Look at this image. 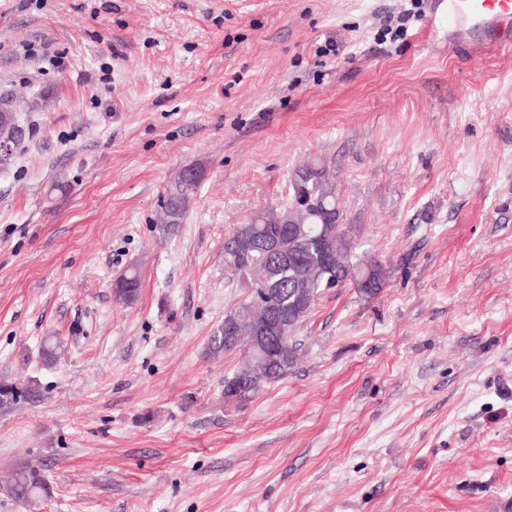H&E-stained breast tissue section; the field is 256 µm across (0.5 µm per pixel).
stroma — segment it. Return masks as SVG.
<instances>
[{
	"label": "stroma",
	"mask_w": 512,
	"mask_h": 512,
	"mask_svg": "<svg viewBox=\"0 0 512 512\" xmlns=\"http://www.w3.org/2000/svg\"><path fill=\"white\" fill-rule=\"evenodd\" d=\"M0 0V512H512V54L439 0ZM51 43L56 63L27 57ZM320 158L378 295L322 297L283 379L225 402L248 297L224 237ZM204 176L174 232L180 170ZM135 303L112 294L129 267ZM67 353L42 366L43 337ZM417 1L420 0H412L411 6L413 8L404 10L401 14H399L396 19L386 20V24L383 25L386 35H391L390 38H402L407 35L408 32V23L412 20H418L421 16V12L414 11L413 9H417L419 3ZM197 185L180 174L169 186L160 215V223L167 230H174L178 224H182ZM39 391L32 385L0 382V411L12 409L21 399H34ZM48 490V484L41 471L31 466L19 467L7 486L8 495L19 502H28L47 494Z\"/></svg>",
	"instance_id": "35a3bbf8"
}]
</instances>
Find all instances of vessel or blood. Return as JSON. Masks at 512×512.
Masks as SVG:
<instances>
[{
	"instance_id": "1",
	"label": "vessel or blood",
	"mask_w": 512,
	"mask_h": 512,
	"mask_svg": "<svg viewBox=\"0 0 512 512\" xmlns=\"http://www.w3.org/2000/svg\"><path fill=\"white\" fill-rule=\"evenodd\" d=\"M448 40L475 36V53L512 51V0H448Z\"/></svg>"
}]
</instances>
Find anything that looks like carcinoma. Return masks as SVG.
Returning <instances> with one entry per match:
<instances>
[{"label":"carcinoma","instance_id":"obj_1","mask_svg":"<svg viewBox=\"0 0 512 512\" xmlns=\"http://www.w3.org/2000/svg\"><path fill=\"white\" fill-rule=\"evenodd\" d=\"M196 184L178 177L168 188L160 223L172 230L182 223L189 208ZM311 195L318 205L306 207L296 204L299 197ZM340 213L336 202L334 184L329 167L321 159H311L298 165L291 175L287 202L277 214L258 213L249 222L238 225L231 236L224 240L225 267L238 277L239 283L252 293L259 289L269 294V303L275 307L293 309L296 298L306 300L301 311L288 322V356L283 366L268 363L254 356H242L241 366L224 378V389L235 385L247 389V394L256 393L262 386L276 382L294 368L300 341L295 333L302 326L319 298L330 285L341 288L348 284L358 285L366 279L362 293L368 297L376 295L388 278V270L379 261L365 255L352 256V237L346 225L336 222ZM288 230L284 244L288 252L296 256L298 265L288 266V272L271 264L268 257L248 246L280 230ZM127 288L115 291L117 300L131 304L139 296L141 275L131 267L120 276ZM266 318V309L247 302L227 311L224 320L233 321L236 336L224 335V325H219L210 337V350L214 353L240 350L246 352L247 336L256 324ZM62 341L47 338L41 347V359L47 365L55 364L61 356ZM39 391L32 385L15 382H0V411L13 408L22 399H34ZM48 484L41 471L35 467L22 466L12 475L7 493L14 500L28 502L48 493Z\"/></svg>","mask_w":512,"mask_h":512}]
</instances>
